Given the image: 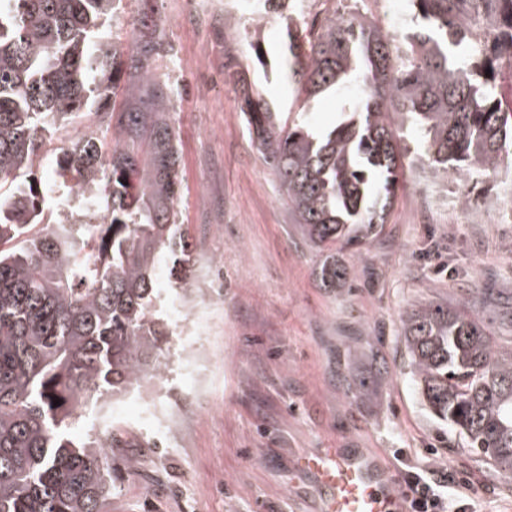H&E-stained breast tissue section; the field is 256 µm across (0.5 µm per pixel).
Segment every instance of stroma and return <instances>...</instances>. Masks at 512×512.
I'll use <instances>...</instances> for the list:
<instances>
[{"label": "stroma", "instance_id": "35a3bbf8", "mask_svg": "<svg viewBox=\"0 0 512 512\" xmlns=\"http://www.w3.org/2000/svg\"><path fill=\"white\" fill-rule=\"evenodd\" d=\"M146 7L163 21L168 48L156 73L172 89L181 151L177 221L193 264L222 257L220 286L203 302L213 311L203 331L222 362L196 364L206 394L186 399L171 437L142 419L139 388L116 398L110 422L99 417L101 403L82 409L77 434L121 431L112 512H319L324 490L298 461L321 448L378 453L401 476L432 471L448 493L470 474V498L449 501L450 512H512V477L427 411L401 335L413 305H454L478 292L493 295L476 312L488 331L512 335V223H501L493 206L462 216L449 196L467 193V178L413 169L386 223L337 252L353 270L349 287H322L324 256L290 222L224 66L246 70L283 112L292 102L287 82L251 67L247 42L227 45L223 16L188 12L181 0H121L104 24L107 39L129 43ZM419 194L435 204L415 206ZM157 286V310L170 324L158 385L174 392L185 387L187 342L168 261L157 268ZM343 372L364 390L346 391Z\"/></svg>", "mask_w": 512, "mask_h": 512}]
</instances>
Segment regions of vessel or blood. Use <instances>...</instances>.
I'll return each instance as SVG.
<instances>
[{
	"instance_id": "vessel-or-blood-1",
	"label": "vessel or blood",
	"mask_w": 512,
	"mask_h": 512,
	"mask_svg": "<svg viewBox=\"0 0 512 512\" xmlns=\"http://www.w3.org/2000/svg\"><path fill=\"white\" fill-rule=\"evenodd\" d=\"M326 495L322 512H407V498L396 475L362 450L328 448L305 456Z\"/></svg>"
}]
</instances>
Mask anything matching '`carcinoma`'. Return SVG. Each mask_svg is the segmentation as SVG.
Here are the masks:
<instances>
[{"mask_svg": "<svg viewBox=\"0 0 512 512\" xmlns=\"http://www.w3.org/2000/svg\"><path fill=\"white\" fill-rule=\"evenodd\" d=\"M416 28L386 30L359 12L288 32V87L302 104L361 80L326 130L290 119L239 70L238 109L272 170L292 223L325 254L320 280L344 288L336 260L386 223L415 161L436 176L486 177L512 157L497 74L512 65V0H411ZM115 0H0V512H112V449L73 433L83 405L161 368L167 324L155 314V269L192 290L171 91L153 17L136 20L129 51L101 41ZM93 113L96 131L78 130ZM73 132L55 175L68 205L49 224L34 167L57 132ZM415 305L402 319L412 377L438 420L512 475V344L472 309ZM60 400V405L53 401Z\"/></svg>", "mask_w": 512, "mask_h": 512, "instance_id": "carcinoma-1", "label": "carcinoma"}]
</instances>
